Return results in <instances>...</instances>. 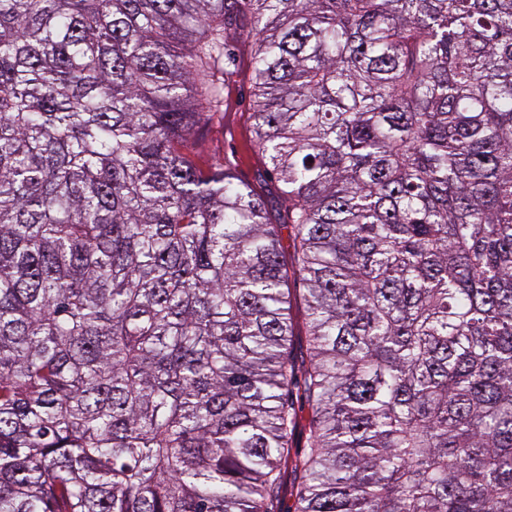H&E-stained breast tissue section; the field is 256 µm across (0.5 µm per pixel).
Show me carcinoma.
<instances>
[{
	"label": "carcinoma",
	"instance_id": "obj_1",
	"mask_svg": "<svg viewBox=\"0 0 512 512\" xmlns=\"http://www.w3.org/2000/svg\"><path fill=\"white\" fill-rule=\"evenodd\" d=\"M237 14L275 214L192 153ZM288 472L295 512H512V0H0V512Z\"/></svg>",
	"mask_w": 512,
	"mask_h": 512
}]
</instances>
